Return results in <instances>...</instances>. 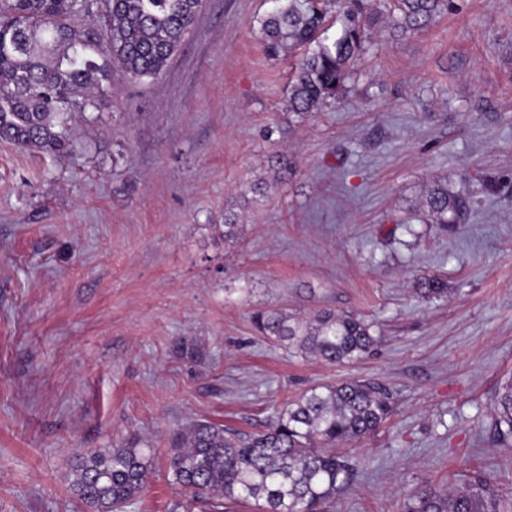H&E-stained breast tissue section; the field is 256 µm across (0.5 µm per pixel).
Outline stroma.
Returning a JSON list of instances; mask_svg holds the SVG:
<instances>
[{
    "label": "stroma",
    "mask_w": 512,
    "mask_h": 512,
    "mask_svg": "<svg viewBox=\"0 0 512 512\" xmlns=\"http://www.w3.org/2000/svg\"><path fill=\"white\" fill-rule=\"evenodd\" d=\"M453 2L422 31L380 27L349 91L300 115L295 57L263 49L273 0H206L161 78H116L75 115L65 160L0 141V512H85L70 460L129 436L155 448L130 512H201L165 478L173 430L254 433L356 378L390 383L396 408L339 446L372 464L325 512H399L475 467L512 498V442L491 435L512 377V0ZM275 155L287 183L248 193ZM436 180L469 200L445 232L416 207ZM228 209L248 229L235 245L211 232ZM425 277L447 295L422 299ZM323 307L378 344L328 364L250 323Z\"/></svg>",
    "instance_id": "1"
}]
</instances>
